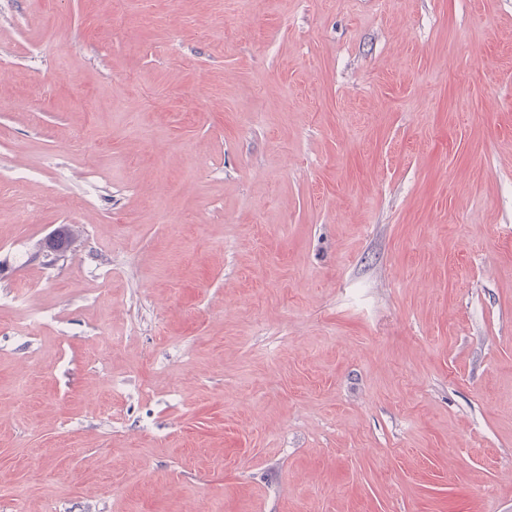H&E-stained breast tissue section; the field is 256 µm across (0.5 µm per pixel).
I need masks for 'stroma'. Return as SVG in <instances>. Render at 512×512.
<instances>
[{
  "label": "stroma",
  "mask_w": 512,
  "mask_h": 512,
  "mask_svg": "<svg viewBox=\"0 0 512 512\" xmlns=\"http://www.w3.org/2000/svg\"><path fill=\"white\" fill-rule=\"evenodd\" d=\"M0 177V512H512V0H0Z\"/></svg>",
  "instance_id": "obj_1"
}]
</instances>
